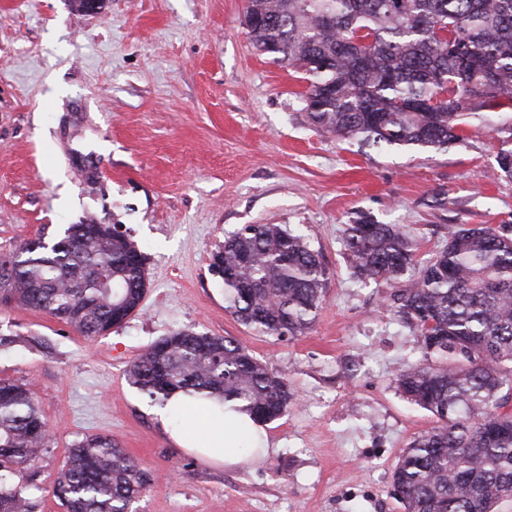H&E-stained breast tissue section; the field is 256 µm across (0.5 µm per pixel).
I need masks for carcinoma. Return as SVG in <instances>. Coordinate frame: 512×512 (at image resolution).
<instances>
[{
	"mask_svg": "<svg viewBox=\"0 0 512 512\" xmlns=\"http://www.w3.org/2000/svg\"><path fill=\"white\" fill-rule=\"evenodd\" d=\"M244 25L261 52L305 71L301 95L317 130L374 149L441 150L462 138L464 116L512 102V0H246ZM452 33L442 42L432 29ZM354 38L366 41L356 48ZM448 88L449 105L429 106ZM354 275L384 281L421 357L396 379L436 424L413 438L392 474L403 512H501L512 503V225L448 226L445 244L417 259L396 224L361 214L344 230ZM146 257L112 224H71L0 255V306L48 313L94 337L136 312ZM228 309L277 338L313 325L328 269L304 236L244 224L212 254ZM128 368L153 401H232L259 423L293 396L236 339L178 329ZM46 421L26 384L0 382V512H33L12 477L34 469ZM152 475L103 436L69 449L52 485L63 512H122Z\"/></svg>",
	"mask_w": 512,
	"mask_h": 512,
	"instance_id": "carcinoma-1",
	"label": "carcinoma"
}]
</instances>
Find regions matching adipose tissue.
<instances>
[{
    "instance_id": "obj_1",
    "label": "adipose tissue",
    "mask_w": 512,
    "mask_h": 512,
    "mask_svg": "<svg viewBox=\"0 0 512 512\" xmlns=\"http://www.w3.org/2000/svg\"><path fill=\"white\" fill-rule=\"evenodd\" d=\"M189 400L182 394L172 395L167 411L184 408L181 425L170 428L177 443L186 449L198 452L215 463H234L240 459L239 447L243 441L259 440V426L245 413L227 411L212 417L201 410H188Z\"/></svg>"
}]
</instances>
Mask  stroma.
I'll use <instances>...</instances> for the list:
<instances>
[{
  "label": "stroma",
  "mask_w": 512,
  "mask_h": 512,
  "mask_svg": "<svg viewBox=\"0 0 512 512\" xmlns=\"http://www.w3.org/2000/svg\"><path fill=\"white\" fill-rule=\"evenodd\" d=\"M245 0H0V255L92 217L147 255L135 314L94 338L22 306L0 309V381L29 384L48 450L19 477L34 512L83 437L115 440L153 481L135 512H402L392 472L434 424L395 379L417 361L389 288L354 277L343 231L397 224L424 260L449 225L512 224L494 173L512 106L470 115L441 150L360 147L311 127L305 73L250 42ZM93 161L88 182L72 154ZM244 224L298 229L329 271L312 327L276 339L228 311L211 254ZM178 328L230 336L294 396L264 452L212 464L171 439L130 362Z\"/></svg>",
  "instance_id": "1"
}]
</instances>
